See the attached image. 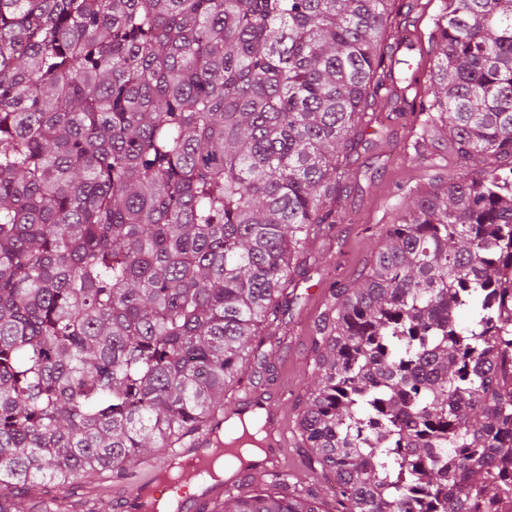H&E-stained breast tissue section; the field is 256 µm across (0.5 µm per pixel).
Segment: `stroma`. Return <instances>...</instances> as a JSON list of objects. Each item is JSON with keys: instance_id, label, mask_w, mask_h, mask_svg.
<instances>
[{"instance_id": "1", "label": "stroma", "mask_w": 512, "mask_h": 512, "mask_svg": "<svg viewBox=\"0 0 512 512\" xmlns=\"http://www.w3.org/2000/svg\"><path fill=\"white\" fill-rule=\"evenodd\" d=\"M436 0H396L395 21L407 27L421 58L429 56L431 17ZM415 124L402 120L381 130L368 128L349 167L344 204L351 220L336 225L330 235L312 245L314 261L306 278L298 281L289 306L288 334L270 348L272 368L267 372L247 370L243 382L263 397L285 400L284 421L290 445L283 452L288 478L300 480L318 491L326 512L335 503V484L327 480L310 452L297 441V424L306 399L305 386L315 372L318 326L340 287L356 284L365 276L379 246L377 231L391 221L404 202L429 183L428 171L411 157Z\"/></svg>"}]
</instances>
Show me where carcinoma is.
<instances>
[{
    "mask_svg": "<svg viewBox=\"0 0 512 512\" xmlns=\"http://www.w3.org/2000/svg\"><path fill=\"white\" fill-rule=\"evenodd\" d=\"M395 2L0 0V512L186 446L266 362L377 93L415 81ZM429 44L413 158L458 167L335 291L298 421L335 512L492 510L512 456V0H440ZM218 512L322 510L280 477Z\"/></svg>",
    "mask_w": 512,
    "mask_h": 512,
    "instance_id": "carcinoma-1",
    "label": "carcinoma"
}]
</instances>
